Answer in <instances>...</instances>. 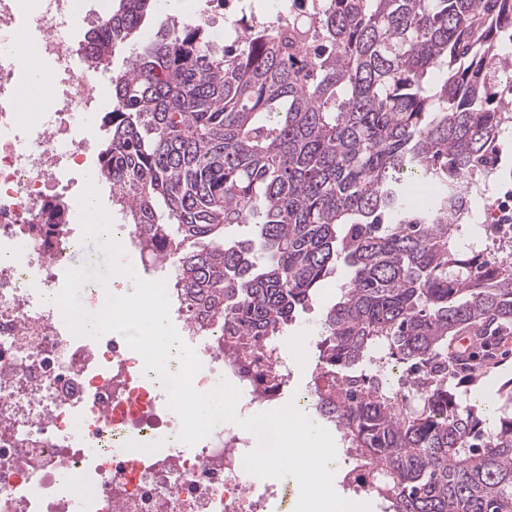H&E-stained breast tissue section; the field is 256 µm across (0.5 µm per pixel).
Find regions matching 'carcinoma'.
<instances>
[{
    "label": "carcinoma",
    "instance_id": "cac0c4a2",
    "mask_svg": "<svg viewBox=\"0 0 512 512\" xmlns=\"http://www.w3.org/2000/svg\"><path fill=\"white\" fill-rule=\"evenodd\" d=\"M153 2L117 0L83 37L112 76V208L226 333L279 335L344 264L315 393L367 462L353 481L388 512H512V409L489 428L448 389L456 337L512 326V262L456 246L512 135V0H284L222 47L175 15L137 42ZM241 224L257 234L228 239ZM383 345L399 390L362 368Z\"/></svg>",
    "mask_w": 512,
    "mask_h": 512
}]
</instances>
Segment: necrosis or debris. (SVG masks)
Segmentation results:
<instances>
[{"instance_id":"obj_1","label":"necrosis or debris","mask_w":512,"mask_h":512,"mask_svg":"<svg viewBox=\"0 0 512 512\" xmlns=\"http://www.w3.org/2000/svg\"><path fill=\"white\" fill-rule=\"evenodd\" d=\"M92 19L73 0H0V512H267L278 492L257 490L244 468L252 433L223 422L191 453L148 452L181 429L156 371L121 335L74 336L52 302L82 228L49 231L47 208L101 183L77 138L100 110L76 37ZM42 64L49 93L26 119L18 93ZM115 230L140 252L143 279L168 283L178 335L202 364L194 387L232 385L240 415L273 410L293 376L279 338L242 358L243 337L187 312L167 259L141 253L136 227ZM118 442L130 454L113 456Z\"/></svg>"}]
</instances>
